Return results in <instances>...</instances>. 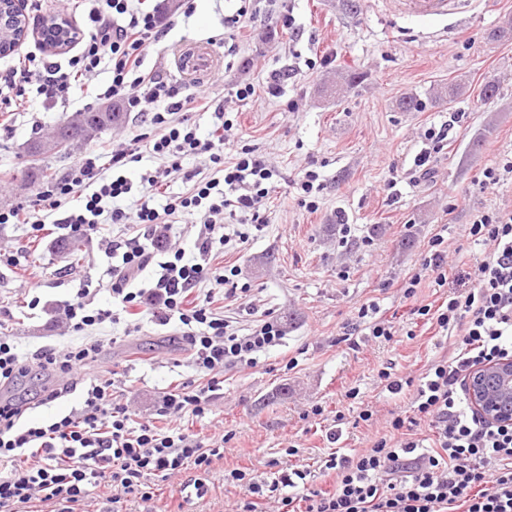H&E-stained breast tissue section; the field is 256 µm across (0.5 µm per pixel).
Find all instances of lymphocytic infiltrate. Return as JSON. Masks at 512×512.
<instances>
[{"label":"lymphocytic infiltrate","instance_id":"1","mask_svg":"<svg viewBox=\"0 0 512 512\" xmlns=\"http://www.w3.org/2000/svg\"><path fill=\"white\" fill-rule=\"evenodd\" d=\"M85 23L77 34L80 52L67 66L33 55L0 72V112H15L39 96L52 104H69L80 82H88L101 63H109L112 81L102 96L138 113L146 133L113 150V175L100 176L98 158L86 155L61 180L38 194L28 211H0V224H28L43 231L38 212L60 210L63 200L78 195L80 211L57 219L66 234L96 232L101 215L111 223H133V237L108 242L105 252L117 257L112 268V297L117 309L91 308L89 289H81L76 302L63 312L74 331L104 323L139 320L150 314L160 326L178 324L190 350L195 379L166 389L155 407V418L133 421L127 404L114 395L109 378L79 381V374L101 352L96 343L73 344L65 349L44 346L21 351L10 337L0 336V387L38 370L54 376L40 402L54 403L81 390L80 408L47 424L26 423V401H0V507L10 512H85L93 488H110L108 503L122 496L152 500V477H164L186 468L195 476L178 491L182 501L204 497L203 481L210 468L223 459L231 434L205 441L182 429L162 430L156 417L185 415L203 419L210 410L224 373L237 366H254L260 354L282 344L285 331L272 310H264L248 333H239L225 316L212 307L211 299L199 298L196 286L214 278L224 287L225 302L249 297L251 288L239 285L240 269L214 273L211 256L216 246H227L232 234H217L214 216L227 215L263 230L261 208L275 174L258 147L242 145L225 158L229 145L223 105L207 95L183 94L177 86L160 80L144 68L145 48L158 35L159 9L131 8L129 0H89ZM212 112L210 138L198 137L196 127L184 119L189 110ZM168 159L169 164L132 182L122 170L140 161L143 153ZM208 154L217 178L194 184L190 193L168 198L163 208L153 201L180 158ZM138 194L135 213L119 207L120 199ZM113 200L104 210L103 200ZM194 211L201 228L192 254L172 243L168 216ZM473 241L488 250L477 261L478 279L468 292L446 296L440 304H419L415 297L423 279L434 286L448 284V248L442 234L426 244L423 262L404 283L412 299L413 315L430 322L453 339L449 356L434 362L423 381L397 380L379 371L388 391L413 393V413L396 415L386 433L374 437L367 448L352 454H332L323 468L334 471L333 489L309 484L307 471L284 466L279 459L268 463L269 478L253 481L246 471L235 469L227 480L244 496L236 512H263L266 501L277 502L279 512H512V424H492L472 408L465 381L473 368L512 357V211H487L476 215L467 229ZM160 273L147 288L134 287L137 276L151 262ZM427 425L430 443H423L415 429Z\"/></svg>","mask_w":512,"mask_h":512}]
</instances>
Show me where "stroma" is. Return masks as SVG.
I'll return each instance as SVG.
<instances>
[{
	"label": "stroma",
	"mask_w": 512,
	"mask_h": 512,
	"mask_svg": "<svg viewBox=\"0 0 512 512\" xmlns=\"http://www.w3.org/2000/svg\"><path fill=\"white\" fill-rule=\"evenodd\" d=\"M359 4L352 14L342 0H294L302 31L297 37L269 30V0H262L258 20L240 29L224 25L237 0H209L205 13H179L174 26H161L147 50L146 69L181 84L183 93L202 91L223 104L242 143L258 146L278 172L263 206L264 229L248 228V240L215 248L211 263L240 268L253 305L274 310L286 336L256 366L225 372L223 393L203 421L181 419V428L194 433L233 435L206 479L207 495L188 512H234L242 491L225 483V472L245 468L260 480L274 458L309 470L310 484L332 487L321 468L330 453L364 448L385 432L392 413L411 415V391L388 392L379 370L419 378L433 360L449 354L451 341L410 313L414 301L428 304L443 292L426 280L412 301L402 285L438 232L448 244L449 267L474 272L484 247L467 240L464 228L479 212L512 208V177L488 188L481 183L484 168L512 156V40L489 38L512 19V0H476L458 15L436 20L398 13L391 0ZM190 41L211 43L223 58L222 68L197 84L180 82L174 66L177 46ZM287 67L294 74L283 94L255 103L233 97L237 82L260 88L271 70ZM489 80L498 82L499 93L487 101L481 89ZM453 85L458 96L438 102L437 93ZM408 96L420 109H399ZM85 103L78 92L68 106L37 100L0 118V209L27 204L43 190L32 176L37 167L60 179L93 152L102 175H109L113 144L144 131L131 112L69 154L29 156L31 141L83 111ZM453 112L462 120L434 162L433 179L413 184L411 169L426 147L425 131ZM309 169L326 184L314 212L299 204L295 188ZM344 223L352 226L346 246L339 233ZM132 233L126 224L101 225L86 236L83 259L74 265L52 245L57 229L36 236L27 224H0V244L22 255L17 265L0 262V333L29 351L68 345L74 332L60 316L62 305L86 288L94 306L111 307L112 260L101 241ZM35 296L40 303L32 310L28 303ZM369 303L398 336L384 341L352 327L356 308ZM347 331L352 337L346 343ZM87 333L119 337V344L104 346L94 371L118 370L115 389L135 418L151 415L170 383L196 376L175 326L146 317L135 328L107 323ZM290 360L296 363L291 370ZM352 387L359 389L358 399L346 397ZM314 405L322 415H310ZM363 407L374 420L354 426ZM291 446L298 456L288 457Z\"/></svg>",
	"instance_id": "35a3bbf8"
}]
</instances>
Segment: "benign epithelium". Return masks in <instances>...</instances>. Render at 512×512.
Instances as JSON below:
<instances>
[{
  "label": "benign epithelium",
  "mask_w": 512,
  "mask_h": 512,
  "mask_svg": "<svg viewBox=\"0 0 512 512\" xmlns=\"http://www.w3.org/2000/svg\"><path fill=\"white\" fill-rule=\"evenodd\" d=\"M8 36L0 38V55L14 51L27 38L30 19L23 0H0V29ZM469 398L474 409L485 419L501 424L512 423V358L475 367L468 380Z\"/></svg>",
  "instance_id": "1"
}]
</instances>
